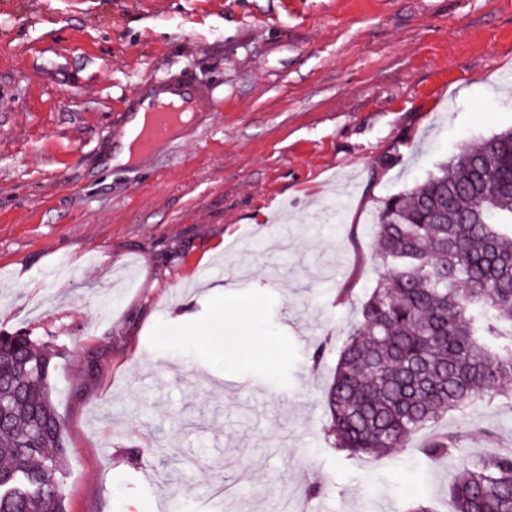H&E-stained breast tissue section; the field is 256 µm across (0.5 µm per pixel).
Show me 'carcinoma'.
<instances>
[{
	"mask_svg": "<svg viewBox=\"0 0 512 512\" xmlns=\"http://www.w3.org/2000/svg\"><path fill=\"white\" fill-rule=\"evenodd\" d=\"M376 256L385 286L362 307L329 384L334 447L378 460L441 414L512 393V129L462 149L386 199ZM54 351L0 334V512H66L65 425ZM459 467L454 512H512V450L469 460L456 434L421 448Z\"/></svg>",
	"mask_w": 512,
	"mask_h": 512,
	"instance_id": "obj_1",
	"label": "carcinoma"
}]
</instances>
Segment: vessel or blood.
<instances>
[{
	"instance_id": "1",
	"label": "vessel or blood",
	"mask_w": 512,
	"mask_h": 512,
	"mask_svg": "<svg viewBox=\"0 0 512 512\" xmlns=\"http://www.w3.org/2000/svg\"><path fill=\"white\" fill-rule=\"evenodd\" d=\"M205 106L212 110L218 106L212 87L180 73L143 87L129 104L130 113L143 115L142 124L132 131L137 156L155 155L181 138L183 129L172 125L171 113L193 117Z\"/></svg>"
}]
</instances>
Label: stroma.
Returning <instances> with one entry per match:
<instances>
[{
	"label": "stroma",
	"mask_w": 512,
	"mask_h": 512,
	"mask_svg": "<svg viewBox=\"0 0 512 512\" xmlns=\"http://www.w3.org/2000/svg\"><path fill=\"white\" fill-rule=\"evenodd\" d=\"M509 71L512 0H0V332L57 353L68 512H453L422 446L512 448L511 400L370 463L325 395L379 208L512 127ZM180 72L223 109L114 172L127 100Z\"/></svg>",
	"instance_id": "1"
}]
</instances>
